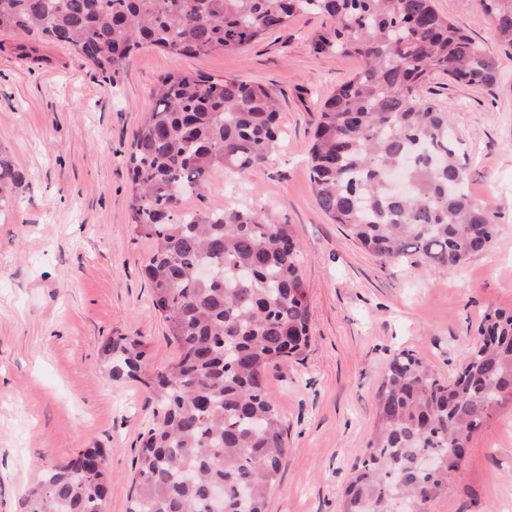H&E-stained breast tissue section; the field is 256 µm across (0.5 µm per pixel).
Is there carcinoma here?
Here are the masks:
<instances>
[{
  "mask_svg": "<svg viewBox=\"0 0 512 512\" xmlns=\"http://www.w3.org/2000/svg\"><path fill=\"white\" fill-rule=\"evenodd\" d=\"M512 46V0H481ZM303 11L325 19L317 53L357 56L316 121L309 178L334 224L384 262L417 254L453 271L497 232L469 189L448 112L421 88L436 74L468 85L497 80L494 56L442 16L434 0H0V33L27 45L74 47L114 85L154 47L193 57L248 47ZM278 98L237 77L168 74L127 158L129 220L152 240L146 266L154 309L176 359L140 377L134 338L109 340V373L141 383L154 404L131 480L128 512H268L282 467L284 428L265 386L277 359L310 346L311 311L292 225L262 208L181 211L217 171L248 176L276 150ZM400 173L404 193L388 187ZM24 174L0 155V203ZM208 266L219 276L201 279ZM479 343L443 380L409 351L381 383L377 420L345 490L343 512H428L467 459L463 448L512 402V314H484ZM111 451L89 448L45 473L23 512H102Z\"/></svg>",
  "mask_w": 512,
  "mask_h": 512,
  "instance_id": "obj_1",
  "label": "carcinoma"
}]
</instances>
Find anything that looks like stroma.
Here are the masks:
<instances>
[{"instance_id": "35a3bbf8", "label": "stroma", "mask_w": 512, "mask_h": 512, "mask_svg": "<svg viewBox=\"0 0 512 512\" xmlns=\"http://www.w3.org/2000/svg\"><path fill=\"white\" fill-rule=\"evenodd\" d=\"M435 4L498 64L492 86L437 76L421 92L448 109L470 191L499 227L487 253L452 272L416 255L382 262L318 207L308 158L319 108L361 61L314 53L315 16L295 15L235 52L142 49L113 87L73 48L24 54L0 35V151L25 176L0 208V512H20L44 469L94 446L112 451L108 512L127 510L152 404L140 383L109 377L102 349L114 336L137 338L147 375L177 350L152 304V244L129 222L126 160L161 77L184 71L257 81L280 99L284 138L263 170L232 189L216 173L181 207L263 206L300 239L313 340L303 359L266 372L286 431L268 510L342 512L393 355L412 351L451 377L483 314L512 312V48L498 41L480 0ZM428 510L512 512V403L472 435L465 466Z\"/></svg>"}]
</instances>
